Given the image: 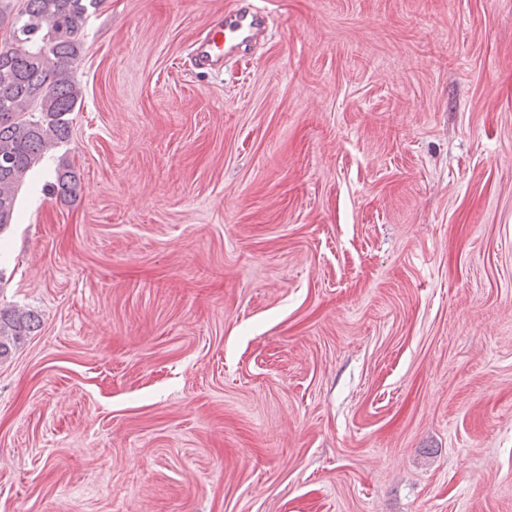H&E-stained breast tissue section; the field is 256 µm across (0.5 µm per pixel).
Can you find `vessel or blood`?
I'll use <instances>...</instances> for the list:
<instances>
[{
	"label": "vessel or blood",
	"mask_w": 512,
	"mask_h": 512,
	"mask_svg": "<svg viewBox=\"0 0 512 512\" xmlns=\"http://www.w3.org/2000/svg\"><path fill=\"white\" fill-rule=\"evenodd\" d=\"M265 31V17L258 9L250 5L229 9L222 25L197 44L194 60L209 69H219L226 55L259 40Z\"/></svg>",
	"instance_id": "obj_1"
}]
</instances>
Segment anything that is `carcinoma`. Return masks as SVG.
<instances>
[{
    "label": "carcinoma",
    "instance_id": "cac0c4a2",
    "mask_svg": "<svg viewBox=\"0 0 512 512\" xmlns=\"http://www.w3.org/2000/svg\"><path fill=\"white\" fill-rule=\"evenodd\" d=\"M98 0H0V22L11 18L8 52H0V233L12 224L17 191L31 171L71 136L70 115L81 98L75 71L82 36ZM79 176L60 162L49 188L66 199ZM35 329L26 311L0 307V359Z\"/></svg>",
    "mask_w": 512,
    "mask_h": 512
}]
</instances>
